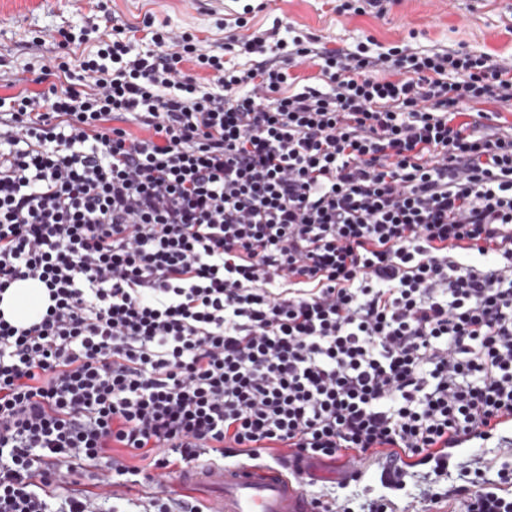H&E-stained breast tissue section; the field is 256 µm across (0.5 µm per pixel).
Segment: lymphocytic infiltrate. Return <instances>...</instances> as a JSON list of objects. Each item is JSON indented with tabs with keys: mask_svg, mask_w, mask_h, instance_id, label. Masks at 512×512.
<instances>
[{
	"mask_svg": "<svg viewBox=\"0 0 512 512\" xmlns=\"http://www.w3.org/2000/svg\"><path fill=\"white\" fill-rule=\"evenodd\" d=\"M251 11L219 53L163 24L146 51L123 23L58 29L94 45L58 57L66 87L0 97V295L34 279L50 299L0 316V512H100L63 469L158 484L288 448L384 459L399 489L466 441L505 445L512 125L468 108L512 106V65L244 39ZM308 61L329 90L283 94ZM487 471L421 512H512V467Z\"/></svg>",
	"mask_w": 512,
	"mask_h": 512,
	"instance_id": "f902f5d3",
	"label": "lymphocytic infiltrate"
}]
</instances>
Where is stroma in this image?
Returning a JSON list of instances; mask_svg holds the SVG:
<instances>
[{"label": "stroma", "mask_w": 512, "mask_h": 512, "mask_svg": "<svg viewBox=\"0 0 512 512\" xmlns=\"http://www.w3.org/2000/svg\"><path fill=\"white\" fill-rule=\"evenodd\" d=\"M100 13L96 0H0V74L11 86L0 87V96L22 91L41 92L64 83L54 70L60 50L59 28L77 30L106 15L120 19L143 38L148 21L165 22L176 31L196 35L205 50L224 42V22L241 13L245 0H106ZM336 0H264L263 8L249 16L242 36L261 35L269 41L287 38L296 29L321 39L327 47H350L369 39L389 48L407 44L413 48L464 46L476 53L512 63V0H387L383 15L338 13ZM479 459L490 470L512 464V455L477 443H466L453 452L448 471L435 475L430 467L414 468L405 478L404 491L388 489L378 465L368 466L362 481L350 485L348 494L357 503L388 498L398 506L432 487L447 491L458 484L462 466Z\"/></svg>", "instance_id": "1"}]
</instances>
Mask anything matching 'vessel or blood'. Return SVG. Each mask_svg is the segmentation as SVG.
Returning <instances> with one entry per match:
<instances>
[{
	"label": "vessel or blood",
	"mask_w": 512,
	"mask_h": 512,
	"mask_svg": "<svg viewBox=\"0 0 512 512\" xmlns=\"http://www.w3.org/2000/svg\"><path fill=\"white\" fill-rule=\"evenodd\" d=\"M310 465L288 459L262 464L189 468L178 475L179 486L208 492V512H318L304 489Z\"/></svg>",
	"instance_id": "1"
}]
</instances>
